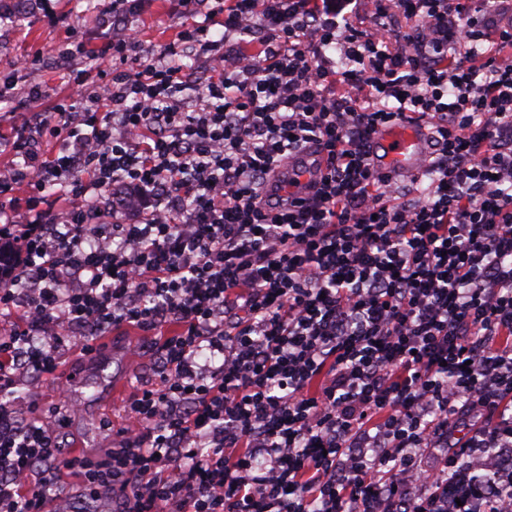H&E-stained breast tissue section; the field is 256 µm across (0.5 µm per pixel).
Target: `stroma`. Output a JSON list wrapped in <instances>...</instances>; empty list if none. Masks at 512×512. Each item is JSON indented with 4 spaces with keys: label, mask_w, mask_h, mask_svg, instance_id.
<instances>
[{
    "label": "stroma",
    "mask_w": 512,
    "mask_h": 512,
    "mask_svg": "<svg viewBox=\"0 0 512 512\" xmlns=\"http://www.w3.org/2000/svg\"><path fill=\"white\" fill-rule=\"evenodd\" d=\"M0 8L15 12L22 20L20 27L0 28V73L8 72L11 58L21 53L40 55L44 61L38 75L44 99L25 109L14 105L0 107V137H6L15 125L34 122L40 113L69 95L70 88L68 66L57 57L63 27L51 24L41 0H0ZM107 341L106 355L90 358L77 350L67 353L58 373L38 382L46 395L39 412L53 418L59 407L55 396L57 383L70 372H79V385L71 390L70 397L82 405L83 414L60 429L59 439L63 447L83 449L93 459L111 448L113 429L126 424L122 404L112 399L113 380H124L133 390L154 382L161 357L162 339L151 333L121 327L112 330ZM133 346L139 348V356L126 359V352Z\"/></svg>",
    "instance_id": "stroma-1"
}]
</instances>
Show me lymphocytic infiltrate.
Instances as JSON below:
<instances>
[{
    "instance_id": "obj_1",
    "label": "lymphocytic infiltrate",
    "mask_w": 512,
    "mask_h": 512,
    "mask_svg": "<svg viewBox=\"0 0 512 512\" xmlns=\"http://www.w3.org/2000/svg\"><path fill=\"white\" fill-rule=\"evenodd\" d=\"M84 2L104 42L59 55L93 91L0 167V512L511 507L512 0H172L157 47L146 0ZM407 113L411 199L370 142ZM310 144L315 193L266 194ZM122 326L166 329L157 380L71 457L31 382ZM169 0H154L150 10L137 21L143 30V38L147 44L165 43L175 33L177 20L170 14Z\"/></svg>"
}]
</instances>
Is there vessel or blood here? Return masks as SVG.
Instances as JSON below:
<instances>
[{"instance_id": "b4317fda", "label": "vessel or blood", "mask_w": 512, "mask_h": 512, "mask_svg": "<svg viewBox=\"0 0 512 512\" xmlns=\"http://www.w3.org/2000/svg\"><path fill=\"white\" fill-rule=\"evenodd\" d=\"M372 144L383 151L382 158L375 161L376 167L394 177L418 176L421 160L431 150L430 134L425 127L400 120L378 125L372 134ZM325 165L324 153L317 147H309L285 163L273 186L278 189L296 179L302 187H309Z\"/></svg>"}]
</instances>
